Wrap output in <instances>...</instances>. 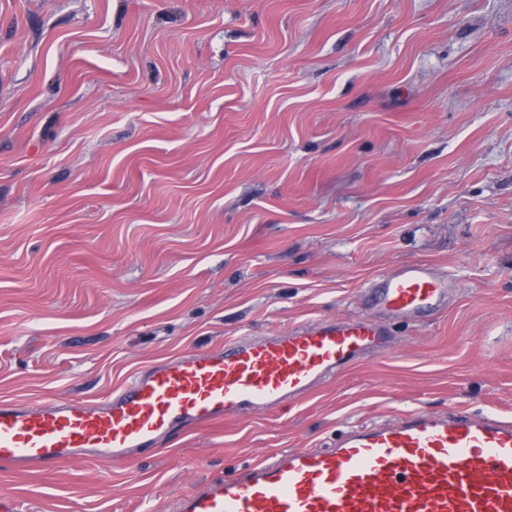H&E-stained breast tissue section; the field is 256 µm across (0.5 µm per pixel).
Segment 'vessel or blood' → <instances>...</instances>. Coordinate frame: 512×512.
Here are the masks:
<instances>
[{"mask_svg":"<svg viewBox=\"0 0 512 512\" xmlns=\"http://www.w3.org/2000/svg\"><path fill=\"white\" fill-rule=\"evenodd\" d=\"M448 287L432 265L409 262L376 277L362 295L391 319L414 320L441 312ZM389 335L368 318L306 320L283 334L183 352L101 406L0 402V463H119L173 429L277 408L380 352ZM176 512H512V419L455 407L412 410L350 430L334 447L282 453L243 475L211 477L185 493Z\"/></svg>","mask_w":512,"mask_h":512,"instance_id":"1","label":"vessel or blood"}]
</instances>
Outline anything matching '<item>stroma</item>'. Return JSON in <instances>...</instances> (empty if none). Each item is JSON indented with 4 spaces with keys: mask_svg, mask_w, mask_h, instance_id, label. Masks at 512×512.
Returning a JSON list of instances; mask_svg holds the SVG:
<instances>
[{
    "mask_svg": "<svg viewBox=\"0 0 512 512\" xmlns=\"http://www.w3.org/2000/svg\"><path fill=\"white\" fill-rule=\"evenodd\" d=\"M448 305L386 320L399 264ZM392 345L122 463L0 466L21 512H174L211 476L451 406L512 417V0H0V401L310 319ZM448 287V276L432 265L409 262L376 277L362 289V297L392 320H414L441 312L448 302Z\"/></svg>",
    "mask_w": 512,
    "mask_h": 512,
    "instance_id": "stroma-1",
    "label": "stroma"
}]
</instances>
